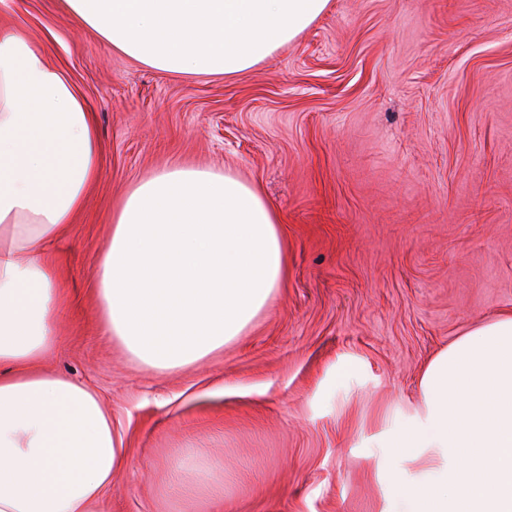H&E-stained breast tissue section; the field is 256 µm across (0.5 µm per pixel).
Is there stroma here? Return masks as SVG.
<instances>
[{
    "mask_svg": "<svg viewBox=\"0 0 512 512\" xmlns=\"http://www.w3.org/2000/svg\"><path fill=\"white\" fill-rule=\"evenodd\" d=\"M1 28L96 115L99 178L50 251L64 297L43 365L112 411L129 467L102 512H188L169 480L188 451L224 463L208 512H384L376 434L437 353L512 313V0H330L232 79L148 68L62 0H0ZM173 165L259 185L288 280L222 353L158 374L103 336L95 274L122 195Z\"/></svg>",
    "mask_w": 512,
    "mask_h": 512,
    "instance_id": "1",
    "label": "stroma"
}]
</instances>
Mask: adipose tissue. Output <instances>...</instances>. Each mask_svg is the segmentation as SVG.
Returning a JSON list of instances; mask_svg holds the SVG:
<instances>
[{
    "instance_id": "1",
    "label": "adipose tissue",
    "mask_w": 512,
    "mask_h": 512,
    "mask_svg": "<svg viewBox=\"0 0 512 512\" xmlns=\"http://www.w3.org/2000/svg\"><path fill=\"white\" fill-rule=\"evenodd\" d=\"M68 14L155 70L235 77L293 41L329 0H63ZM99 176L86 101L20 31L0 29V512H97L128 464L92 389L42 370L57 343L47 250ZM288 276L280 217L259 188L172 166L127 191L99 259L101 328L170 373L223 350ZM396 460L386 512H512V315L465 332L418 381V406L378 440ZM218 460L185 453L174 480L224 498Z\"/></svg>"
}]
</instances>
